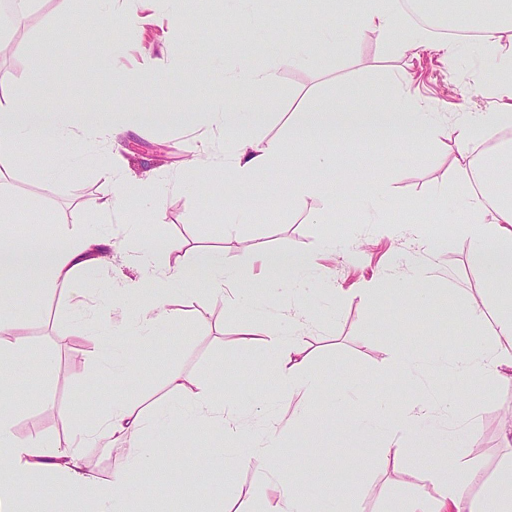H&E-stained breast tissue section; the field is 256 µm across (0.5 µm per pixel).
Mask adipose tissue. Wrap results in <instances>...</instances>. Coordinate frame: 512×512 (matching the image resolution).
<instances>
[{"instance_id":"adipose-tissue-1","label":"adipose tissue","mask_w":512,"mask_h":512,"mask_svg":"<svg viewBox=\"0 0 512 512\" xmlns=\"http://www.w3.org/2000/svg\"><path fill=\"white\" fill-rule=\"evenodd\" d=\"M401 0H359L358 27L389 37L394 33V20ZM471 24L481 29L487 46L500 56L512 55V0H494L489 13H473ZM335 43L334 32L323 29L316 37L296 36L289 48L278 57L250 67L248 77L257 83H272L282 65L310 63L312 40ZM411 78L400 75L396 80L398 98L394 104L380 107L367 104L360 112L307 110L296 113L295 124L315 129L324 140L347 137L366 130L386 135L406 131L429 137L439 146L454 141L459 157L457 171L463 189L456 198L440 191L432 200L440 209L458 215L457 230L469 240L470 253L484 281L512 285V145L500 146L493 172L479 163L478 149L493 133L512 128V81L502 84L496 105L485 112L459 113L455 123H448L440 113L423 109L410 94ZM261 109L243 101L227 107L217 102L208 114L211 127L222 131L223 143L213 141L192 145L186 150V163L199 175L201 185L213 190L246 186L265 177L280 164L284 147L276 139H260L248 135ZM137 122L118 111L110 101L97 99L67 112H45L28 104L23 96L0 99V184L23 164L18 151L20 143L36 140L53 147L62 142L88 145L97 141L114 143L122 134L134 133ZM335 157L326 149L314 152L306 166L289 178L284 197L293 200L319 188L318 173L330 167ZM102 170L111 186L98 204L102 221L96 231L76 233L67 229L50 239L20 240L0 237V334L11 335L17 323L5 317L13 304L12 285L27 280L32 300H40L48 291L61 288L72 299V310L86 322V333L102 338L108 351L125 352V359L112 366L113 376L126 375L134 367L136 353L153 338L156 329L177 320L178 311L171 305L174 286L202 277L212 296L232 294L237 306L259 312L260 295L270 292H301L307 271L315 270L313 258L291 264L280 257H267L269 276L260 284L249 285L240 268L229 263L222 250L208 251L202 257L198 274L171 263L177 245L154 242L142 249L139 265L143 277L135 289V311L126 313V289L107 288L95 308H88V286L100 270L102 256L122 249L124 242L113 234L110 221L115 210L126 201L138 199L139 181L129 179L116 154L102 158ZM343 195L355 197L369 211L380 210L388 197V179L364 172L350 176L341 185ZM475 325L467 348L458 350L452 373L476 377L484 389L512 384V294L499 300L493 318L472 311ZM310 323L308 314L295 311L289 318L287 334L274 327L258 326L252 337L262 340L276 369V385L281 397L294 401L295 409L284 419L292 431L304 430L310 421L311 408L307 395L319 381L309 368L310 355L303 332ZM27 359L25 351L0 344V512H18V504L31 500L32 491L45 478H52L53 489L70 497H87L99 512H129L126 489L131 479L143 470L165 466L154 445L144 443L143 430L156 437L175 434L190 435L200 430L220 431L221 437L212 455L224 457L234 469L253 471L265 493L263 512H310V498L303 484L279 479V454L275 438L266 437L242 445V430L237 410L223 399L208 392L194 391L183 378L167 380L170 398L163 405L145 410L125 397L113 398L110 407L97 419L95 426L79 429L75 441L65 448L48 449L40 436L19 438L14 433V382ZM453 402L442 404L419 401L405 411L396 412L388 402H380L361 427H379L386 435L380 444L382 456L407 454V439L412 429L424 420L440 414L448 415V424L463 429L454 418ZM89 447L127 449L129 463L111 480H100L88 467L84 451ZM425 467L429 489L421 491L397 512H512V457L502 459L494 480L481 494L471 492L479 482V470L471 468L457 454H449L447 467Z\"/></svg>"}]
</instances>
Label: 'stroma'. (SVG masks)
<instances>
[{"mask_svg":"<svg viewBox=\"0 0 512 512\" xmlns=\"http://www.w3.org/2000/svg\"><path fill=\"white\" fill-rule=\"evenodd\" d=\"M262 32H255L244 17L226 12L224 0H176L175 25H147L138 40L125 28L129 16L140 13L139 0H112V12L101 15L100 0H37L20 21L21 38L10 53L0 56V69L9 75L0 95L23 94L31 103L49 110L100 97L118 109L143 115L141 131L118 139L116 150L131 173L152 176L164 208V221H142L140 235L147 240H173L180 249L172 259L188 265L209 249L223 250L225 258L240 266L249 280L261 278L255 257L271 251H298L317 256L325 276L310 275L305 298L315 317L304 341L310 366L321 387L310 396L316 434L287 430L277 416L291 413L278 396L267 351L258 341L244 340L241 331L251 320L231 314L227 301H199L196 292L177 291L173 300L178 321L157 329L151 343L140 352L137 367L116 380L104 368L106 352L71 316V301L63 290L32 304L29 292L14 297L16 312L24 323L17 336L30 358L15 380L19 400L14 425L17 436L40 435L51 445L70 443L77 423L94 421L115 394L148 405L166 394L169 375L182 376L189 388L208 386L212 372L229 367L232 380L224 400L237 403L246 417V438L276 435L280 452L291 464L284 473L306 485L312 501H319L334 484H346L356 512H394L397 504L425 489L424 473L414 457H379L381 435L360 433L354 426L336 427L339 413L370 414L379 398L401 410L422 398L469 391L458 405L461 420H475L473 433L450 434L447 428L422 423L412 444L441 463L446 449L470 456L483 451L485 479H492L498 462L512 455L503 447L504 423L512 416V387L485 391L470 376L455 378L429 371L409 380L390 367L392 347L427 350L441 340L466 346L470 320L465 308L492 312V291L474 268L467 240L449 232L434 209L426 217L432 231L445 234V245L423 252L413 232L396 238L379 234L355 199L341 198L330 223H315L323 209L325 191L362 171L390 177L389 198L394 223L413 224L416 206L441 189L456 193L455 147L421 144L405 136L382 138L367 131L337 142L336 164L320 175V192L281 202L279 188L299 167L315 142L311 133L294 129V112L307 108H343L358 111L367 99L390 104L391 79L400 71L412 75L411 93L434 111L483 112L495 104L497 77L502 61L485 46L463 39L448 44L447 55L425 52L415 57L400 53L395 42L358 30L356 11L343 0H252ZM101 19L112 32L108 43L81 44L77 38L88 23ZM335 28V47L315 42L310 46L313 64L281 66L274 84L259 85L241 76L243 63L279 54L297 30L318 26ZM194 39L189 55L166 70V89L144 94L122 82L123 71L134 68L144 56L161 58L163 51L179 52L186 33ZM49 69V80L31 79L34 64ZM221 98L260 104L264 113L254 134L290 146L293 156L269 176L245 187L251 204L248 223H224V202L218 194L203 193L184 165L182 147L196 137L220 139L207 124L206 105ZM182 114V124L168 121L169 113ZM27 164L8 181L6 197L20 213L21 223L5 225V232L21 237L47 238L59 228L81 230L91 224L96 205L107 189L95 163L75 165L57 177L38 179L34 170L53 165L59 154L71 152L70 144L46 148L37 143L19 147ZM334 235L340 245L323 254L320 242ZM359 245L351 256L350 245ZM421 257L434 273L430 284L433 303L413 304L404 295L412 287L409 266ZM397 269V285L364 296L360 290L386 267ZM456 287L463 304L453 308L445 295ZM51 355L50 369H43L42 355ZM358 384L348 406H340L337 391L347 382ZM219 434L204 431L191 437L173 436L158 443V454L174 458L180 466V486L170 487L169 475L154 471L157 490L145 488L140 479L127 487L132 512H260L264 493L252 471H225L220 459L209 458Z\"/></svg>","mask_w":512,"mask_h":512,"instance_id":"stroma-1","label":"stroma"}]
</instances>
